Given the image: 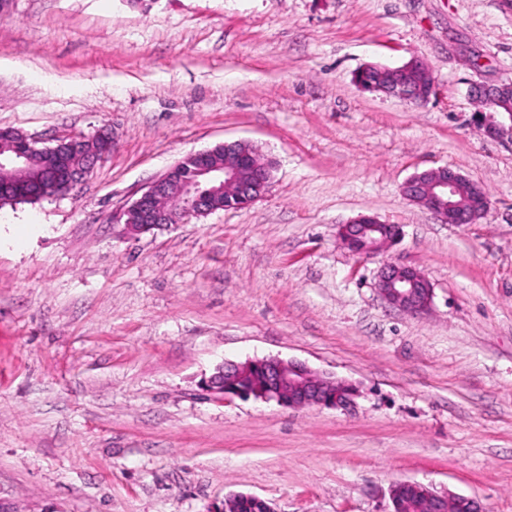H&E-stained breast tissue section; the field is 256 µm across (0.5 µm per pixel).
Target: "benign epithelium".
<instances>
[{
	"mask_svg": "<svg viewBox=\"0 0 512 512\" xmlns=\"http://www.w3.org/2000/svg\"><path fill=\"white\" fill-rule=\"evenodd\" d=\"M420 69L424 84L417 89L407 86L400 72ZM355 82L367 92L382 94L414 103H426L436 92L429 66L412 59L397 67L367 65L355 75ZM479 102L474 123L482 134L512 146V83L479 85L471 89ZM97 148L84 155L83 163L69 164L68 156L82 140L62 138L51 146H37L24 135L23 150L0 153V173L18 171L27 163L31 151L52 154L59 165L50 170L48 184L58 193L73 189L91 172L94 164L105 158L114 147V136L106 129L95 135ZM224 161L210 160L214 150L185 155L165 174L154 180L126 211L125 226L137 235L175 222L176 217L204 216L218 211L221 197H235L244 207L263 197L272 178V163L258 149L242 142L220 145ZM403 194L412 202L434 212L445 224H474L489 209L490 198L478 184L459 171L439 167L413 174L403 185ZM400 237V227L385 224L372 215H360L342 224L338 238L354 255L371 257L385 252ZM376 291L388 305L411 316L426 314L433 300L432 284L425 273L413 266L388 261L381 267ZM207 392L221 396L275 401L283 407L301 409L323 407L348 410L359 395L351 382L327 376L306 363L294 359L262 358L243 363H222L205 381ZM430 512H449L457 495H439L423 485ZM259 497L238 493L213 504L207 512H239L244 502Z\"/></svg>",
	"mask_w": 512,
	"mask_h": 512,
	"instance_id": "1",
	"label": "benign epithelium"
}]
</instances>
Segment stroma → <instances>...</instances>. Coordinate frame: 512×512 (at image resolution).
Returning a JSON list of instances; mask_svg holds the SVG:
<instances>
[{"instance_id":"obj_1","label":"stroma","mask_w":512,"mask_h":512,"mask_svg":"<svg viewBox=\"0 0 512 512\" xmlns=\"http://www.w3.org/2000/svg\"><path fill=\"white\" fill-rule=\"evenodd\" d=\"M414 58L426 104L354 81ZM501 82L512 0H11L0 129L115 146L71 191L0 208V503L392 512L417 482L512 512V147L470 93ZM231 141L273 161L262 199L128 233L153 180ZM443 166L488 192L477 223L404 197ZM361 214L400 226L386 256L337 240ZM387 259L427 275V314L380 299ZM264 357L353 382L354 410L203 391ZM251 501V502H249ZM254 501V502H252ZM256 501V502H255ZM263 501L265 504L266 512H275L269 502L250 494L238 493L226 496L221 503L213 504L208 512H263V506L260 502ZM246 503L241 509L239 507L242 503Z\"/></svg>"}]
</instances>
